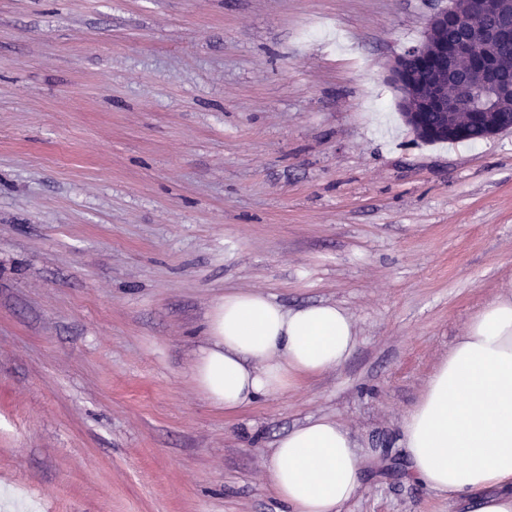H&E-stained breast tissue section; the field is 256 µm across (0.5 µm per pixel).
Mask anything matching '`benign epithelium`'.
<instances>
[{
  "mask_svg": "<svg viewBox=\"0 0 512 512\" xmlns=\"http://www.w3.org/2000/svg\"><path fill=\"white\" fill-rule=\"evenodd\" d=\"M451 13L455 15L456 37L450 41ZM507 39L512 40V0H479L473 13L446 6L430 17L423 45L397 55L389 69L403 119L414 134L421 132L416 111L422 106L431 108L449 129L457 128L468 108L466 101L476 93L490 101L488 120L512 108V79L504 78L492 63L472 64L474 57L487 55L493 43ZM418 54L434 62L426 82L408 76L404 69L405 61Z\"/></svg>",
  "mask_w": 512,
  "mask_h": 512,
  "instance_id": "7a95c632",
  "label": "benign epithelium"
}]
</instances>
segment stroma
Segmentation results:
<instances>
[{"label": "stroma", "mask_w": 512, "mask_h": 512, "mask_svg": "<svg viewBox=\"0 0 512 512\" xmlns=\"http://www.w3.org/2000/svg\"><path fill=\"white\" fill-rule=\"evenodd\" d=\"M449 0H0V512H284L279 438L369 454L344 512H474L402 421L512 294V131L415 138L387 62ZM357 346L227 412L190 379L226 291Z\"/></svg>", "instance_id": "stroma-1"}]
</instances>
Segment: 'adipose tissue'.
I'll list each match as a JSON object with an SVG mask.
<instances>
[{
    "mask_svg": "<svg viewBox=\"0 0 512 512\" xmlns=\"http://www.w3.org/2000/svg\"><path fill=\"white\" fill-rule=\"evenodd\" d=\"M191 378L216 407L233 411L283 395L344 364L357 345L350 316L321 303L287 310L271 296L226 294L208 323ZM413 478L476 512H512V297L489 302L430 375L402 423ZM366 459L331 418L280 438L266 482L287 512H342L362 487Z\"/></svg>",
    "mask_w": 512,
    "mask_h": 512,
    "instance_id": "adipose-tissue-1",
    "label": "adipose tissue"
}]
</instances>
